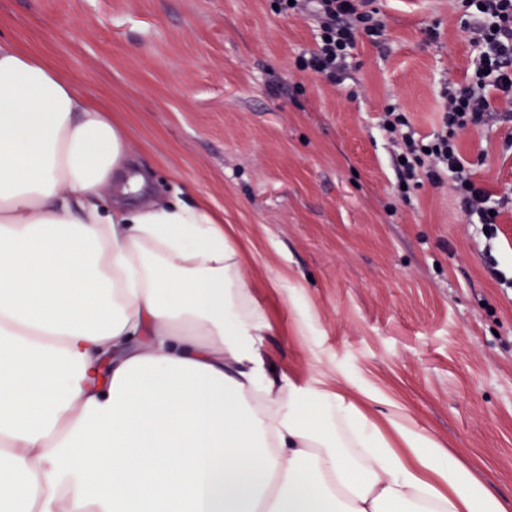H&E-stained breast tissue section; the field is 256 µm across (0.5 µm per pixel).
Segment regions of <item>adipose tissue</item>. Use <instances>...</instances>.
Wrapping results in <instances>:
<instances>
[{
    "label": "adipose tissue",
    "mask_w": 512,
    "mask_h": 512,
    "mask_svg": "<svg viewBox=\"0 0 512 512\" xmlns=\"http://www.w3.org/2000/svg\"><path fill=\"white\" fill-rule=\"evenodd\" d=\"M0 39V512H512L351 381L272 370L244 247Z\"/></svg>",
    "instance_id": "ef3b65f1"
}]
</instances>
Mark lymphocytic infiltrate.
I'll use <instances>...</instances> for the list:
<instances>
[{
  "instance_id": "obj_1",
  "label": "lymphocytic infiltrate",
  "mask_w": 512,
  "mask_h": 512,
  "mask_svg": "<svg viewBox=\"0 0 512 512\" xmlns=\"http://www.w3.org/2000/svg\"><path fill=\"white\" fill-rule=\"evenodd\" d=\"M465 23L476 55L462 82H445L440 96L444 115L432 138L416 137L406 113L390 107L380 127L393 144V166L398 184L413 188L429 181L440 184L442 175L453 181L462 211L478 219L486 237L496 232L495 213L506 200L492 202L474 173L463 164L457 149L458 132L471 125L512 121L511 112L498 111L495 99L512 98V0H462ZM279 12H305L315 29V45L299 56L301 69L329 83L342 84L347 58L359 37L373 45L386 44L373 0H277Z\"/></svg>"
}]
</instances>
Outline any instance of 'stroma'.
I'll return each mask as SVG.
<instances>
[{"mask_svg": "<svg viewBox=\"0 0 512 512\" xmlns=\"http://www.w3.org/2000/svg\"><path fill=\"white\" fill-rule=\"evenodd\" d=\"M386 50L360 41L336 86L297 59L309 21L275 0H0V39L42 54L111 109L155 196L207 200L252 243L244 261L278 367L352 379L512 498V210L486 239L450 179L395 189L387 106L440 128L444 81L474 51L454 0H375ZM438 27V43L425 32ZM494 197L512 195V127L458 135Z\"/></svg>", "mask_w": 512, "mask_h": 512, "instance_id": "1", "label": "stroma"}]
</instances>
